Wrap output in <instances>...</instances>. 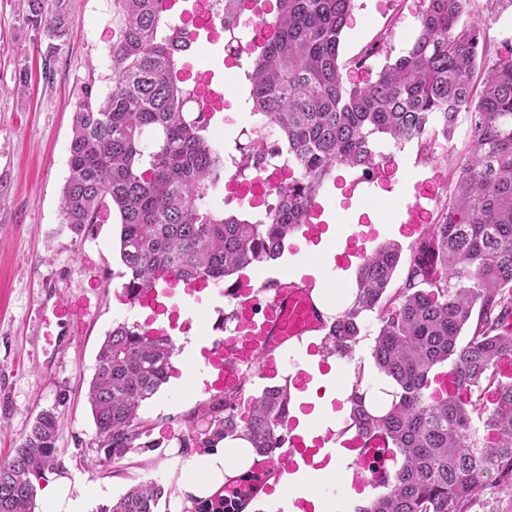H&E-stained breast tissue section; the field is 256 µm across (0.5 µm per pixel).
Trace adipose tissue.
<instances>
[{"label": "adipose tissue", "instance_id": "1", "mask_svg": "<svg viewBox=\"0 0 512 512\" xmlns=\"http://www.w3.org/2000/svg\"><path fill=\"white\" fill-rule=\"evenodd\" d=\"M301 371L310 373L312 380L300 399L313 403L314 410L308 415H298L297 431L310 441L317 433L333 426L335 417L331 403L348 398L351 390L335 373L320 374L317 357L305 356L299 365L289 366L288 375L293 378ZM313 460V465L302 464L294 472H282L274 483L270 498L279 503L283 512H298L294 502L301 498L311 504L313 512H342L344 500L355 498V490L347 484L342 486V495L338 498L322 495L315 485L316 480L332 481L345 473L350 463L348 457L337 451L328 457L319 452ZM260 461L255 448L241 436L227 437L215 446L187 453L181 460L176 482V500L181 512H196L198 507L222 498L225 484L249 478L252 468ZM42 494L53 504L54 512H87V497L69 475L47 476Z\"/></svg>", "mask_w": 512, "mask_h": 512}]
</instances>
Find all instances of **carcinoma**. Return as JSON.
Segmentation results:
<instances>
[{"mask_svg": "<svg viewBox=\"0 0 512 512\" xmlns=\"http://www.w3.org/2000/svg\"><path fill=\"white\" fill-rule=\"evenodd\" d=\"M161 2L114 0L110 85L103 95L85 85L76 103L62 226L85 237L102 209L117 212L130 300L168 273L219 283L278 258L336 167L371 171L380 148L411 139L427 149L450 139L459 113H471L470 147L436 223L424 225L405 261L393 242L366 257L353 300L326 318L322 344L328 355H350L375 314L372 358L395 385L381 410L366 406L358 382L348 397L349 428L383 436L396 455L384 491L356 512H512V381L498 370L512 359V57L486 64L483 29L466 19L470 0H425L411 47L375 81L350 86L339 47L353 0H277L265 21L272 37L246 72L250 115L280 132L298 175L268 191L275 203L257 218L241 219L210 205L224 151L207 137L204 104L178 78L188 33L165 25ZM236 2L224 0L232 40ZM15 8L46 44L48 77L71 39L61 0H16ZM266 142L258 130L236 146V178L261 176ZM175 353L171 337L125 322L107 333L87 392L99 462L160 447L138 411L167 382ZM443 365L455 374L451 393L434 387ZM248 380L190 417L181 447H211L242 431L259 454H275L288 437L290 389L265 388L244 420ZM56 442L57 413L42 410L0 459V512H35L36 481L58 467ZM164 495L159 482L141 481L100 512H157Z\"/></svg>", "mask_w": 512, "mask_h": 512, "instance_id": "carcinoma-1", "label": "carcinoma"}]
</instances>
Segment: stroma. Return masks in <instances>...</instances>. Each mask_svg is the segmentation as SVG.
Returning <instances> with one entry per match:
<instances>
[{
  "label": "stroma",
  "instance_id": "35a3bbf8",
  "mask_svg": "<svg viewBox=\"0 0 512 512\" xmlns=\"http://www.w3.org/2000/svg\"><path fill=\"white\" fill-rule=\"evenodd\" d=\"M62 4L72 37L48 78L43 74L40 43L19 25L11 0H0V457L19 445L38 412L56 408L61 468L79 479L93 512H98L108 498H120L141 481L153 479L174 491L180 472L176 449L185 421L213 404L219 393L187 384L163 385L164 403L149 399L139 409L155 448L89 471L100 441L86 392L105 335L121 322L120 310L127 305L118 293L123 283L120 226L117 213L105 209L94 235L74 237L60 225V201L68 177L75 102L86 84H93L97 93L107 91L109 48L118 28L113 0H62ZM422 8V0H354L339 54L346 78L360 85L375 80L387 56H377L362 69L354 67V59L382 36L389 56L401 55L418 32ZM470 18L485 32L489 60L512 52V5L507 0H472ZM251 61L246 54L239 63H228L218 45L197 46L178 61L186 78L210 70L223 80L224 108L209 133L223 135L228 153L236 144L246 143L257 124L238 93ZM23 73L28 74L29 85L20 94L15 87ZM470 133V116L464 112L452 139L433 143L431 151L414 142L395 147L386 179L406 196L413 194L415 183L432 182L433 196L423 205L429 219H436L459 174ZM355 174V169L337 168L318 196L334 216L336 242H345L362 227L369 236L366 249L393 238L410 246L420 232L404 224L399 201L385 195L360 201L350 187ZM307 254L301 234H294L282 259L254 273L232 275L229 281L254 289L267 281L303 283V276L290 265ZM45 298L71 307L81 328L74 340H59L63 326L53 313L36 318ZM108 486L113 492L106 498L102 491Z\"/></svg>",
  "mask_w": 512,
  "mask_h": 512
}]
</instances>
